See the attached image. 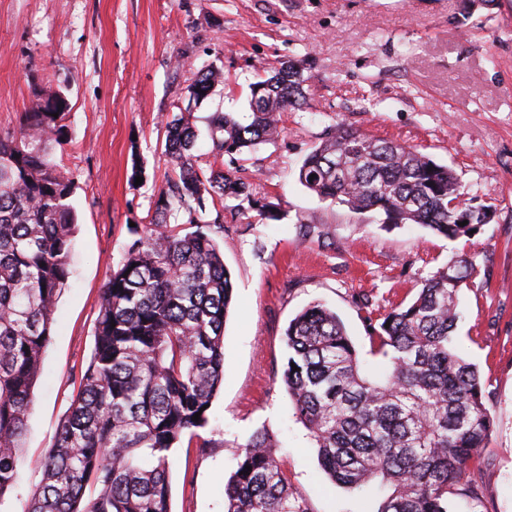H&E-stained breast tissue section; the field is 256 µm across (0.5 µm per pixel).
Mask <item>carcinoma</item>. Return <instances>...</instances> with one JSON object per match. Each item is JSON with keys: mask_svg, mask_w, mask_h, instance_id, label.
<instances>
[{"mask_svg": "<svg viewBox=\"0 0 512 512\" xmlns=\"http://www.w3.org/2000/svg\"><path fill=\"white\" fill-rule=\"evenodd\" d=\"M307 81L288 61L251 84L249 121L216 113L213 160L204 163L190 115L166 117L171 174L148 222L128 228L130 241L101 290L92 357L25 512H172V450L208 424L203 406L224 379L233 298L218 243L224 210L279 220L275 197L257 195L240 176L242 162L276 144L281 114L306 103ZM224 84V70L211 65L197 70L189 89L201 103ZM66 111L62 93L45 89L19 127L0 134V498L20 481L33 387L69 279L77 215L73 178L56 157L68 143ZM298 181L354 213L421 224L446 239L490 221L491 207L467 198L451 168L344 123L305 156ZM474 272L466 257L449 261L410 303L370 325L386 360L375 375L363 369L340 318L320 303L284 331L281 381L319 467L350 491L379 483L375 512H458L456 497H479L469 467L480 462L494 417L477 368L452 347L458 295ZM277 446L265 428L242 446L224 486V512H310Z\"/></svg>", "mask_w": 512, "mask_h": 512, "instance_id": "carcinoma-1", "label": "carcinoma"}]
</instances>
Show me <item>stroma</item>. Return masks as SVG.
Listing matches in <instances>:
<instances>
[{
    "label": "stroma",
    "instance_id": "35a3bbf8",
    "mask_svg": "<svg viewBox=\"0 0 512 512\" xmlns=\"http://www.w3.org/2000/svg\"><path fill=\"white\" fill-rule=\"evenodd\" d=\"M309 78L310 104L284 113L283 138L246 164L258 193L281 197L283 218L247 224L225 216L224 264L234 284L224 325V383L209 423L172 456L173 512H224V484L244 444L274 432L277 455L312 512H373L371 487L355 494L320 471L316 448L281 385L288 322L310 303L336 312L364 368L368 317L408 303L451 259H473L460 294L459 353L486 385L494 431L471 478L464 512H512V0H0V132L17 127L41 90L70 102L63 156L74 177L78 226L69 286L22 444L18 490L0 512H23L94 346L101 289L128 241V223L151 214L169 164L162 115L188 105L202 65L226 87L192 109L198 129L217 112L248 117L250 83L284 61ZM345 122L416 148L452 168L494 217L456 240L417 224L394 227L319 199L297 180L328 127ZM140 156L146 181L131 178ZM322 236L301 242L299 223Z\"/></svg>",
    "mask_w": 512,
    "mask_h": 512
}]
</instances>
